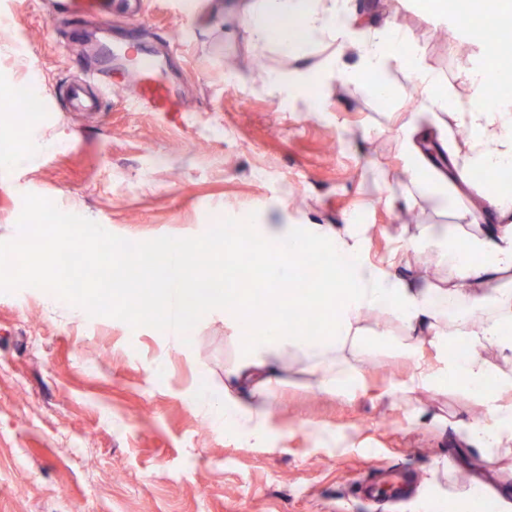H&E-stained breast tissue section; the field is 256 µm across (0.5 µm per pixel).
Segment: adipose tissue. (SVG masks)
<instances>
[{"instance_id":"ef3b65f1","label":"adipose tissue","mask_w":512,"mask_h":512,"mask_svg":"<svg viewBox=\"0 0 512 512\" xmlns=\"http://www.w3.org/2000/svg\"><path fill=\"white\" fill-rule=\"evenodd\" d=\"M353 16L339 0H251L248 31L254 46L276 47L291 53L300 45L326 37L338 47L331 61L337 75L353 81L359 75L377 74L391 65L408 67L419 89L420 105L399 129L400 142L409 160L407 179L417 182L427 160L423 150L428 134L420 122L432 116L437 122L452 119L469 131V148L459 166L460 172L477 168L496 177L512 167V96L503 94L494 105H487L489 85H505L512 76L478 63L467 70L464 81L468 100L437 92L438 78L423 65L404 36L392 25L350 37ZM356 58L347 67L344 56ZM501 218L496 227L466 237H442L432 226L422 228L410 240L406 251L422 252L438 246L448 255L446 288H422L398 270V258L376 262L369 256L368 228L363 224H283L271 215L250 225L256 245L272 254L264 263V283L277 294L288 295L294 286L296 257L316 249L331 256L323 272L318 294L336 300V313L329 330L320 336L302 337L278 324H269L247 337L235 361L224 370L223 393L208 386L197 388L193 403L210 419L223 423L245 446L263 442L275 390L276 376L285 370H298L304 386L314 392L343 397L356 396L365 386L358 365L369 338L362 326L369 311H381L394 318L401 336L387 337L391 351L411 355L421 337H428L438 353L440 366L418 367L413 381L438 387L447 381L477 399L494 420V427L470 425L462 438L480 448H498L503 433L512 429V373L494 372L479 354L485 344H495L504 360L512 363V290L497 288L485 293L491 281L512 273V199L498 195L488 198ZM172 260L152 275L150 290L155 310L168 311L172 303L198 311L219 306L224 310L234 334H241L248 322L242 312L236 289L218 294L201 288L196 277L180 264L188 247L180 240L165 243ZM465 297L469 309L449 317L448 300ZM487 308L483 319L473 320L472 310ZM468 354H460V345Z\"/></svg>"}]
</instances>
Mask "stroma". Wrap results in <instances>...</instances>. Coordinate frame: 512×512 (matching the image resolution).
<instances>
[{"mask_svg": "<svg viewBox=\"0 0 512 512\" xmlns=\"http://www.w3.org/2000/svg\"><path fill=\"white\" fill-rule=\"evenodd\" d=\"M65 2L0 0V111L17 107L13 90L31 69L44 84L25 139L0 125V148L49 144L35 162L0 167V241L17 236L26 193L140 241L198 236L267 208L285 224L372 225L377 261L426 225L478 232L471 217L494 184L429 172L410 187L400 181L407 158L395 129L419 103L407 69L382 74L384 100L357 82H320L311 112L281 102L268 76L317 68L332 45L267 50L254 68L242 0H198L185 19L178 0H112L111 17L75 19ZM350 6L354 33L391 21L443 90L466 97L463 75L481 43L451 29L458 7ZM132 14L187 111H130L120 92L127 61L114 62L116 91L100 107L64 98L103 48L125 46ZM391 191L410 192L411 205H388ZM439 195L447 208L435 207ZM230 334L220 308L196 314L190 343L177 349L149 326L73 318L37 288L0 294V512H387L386 502L354 496L357 481L381 470L415 474L398 512H434L476 489L496 512H512V441L465 445L462 426L489 421L480 404L452 385H410L417 365H437L431 347L412 359L370 347L366 387L353 400L279 384L269 441L247 448L192 404L200 383L223 390Z\"/></svg>", "mask_w": 512, "mask_h": 512, "instance_id": "1", "label": "stroma"}]
</instances>
